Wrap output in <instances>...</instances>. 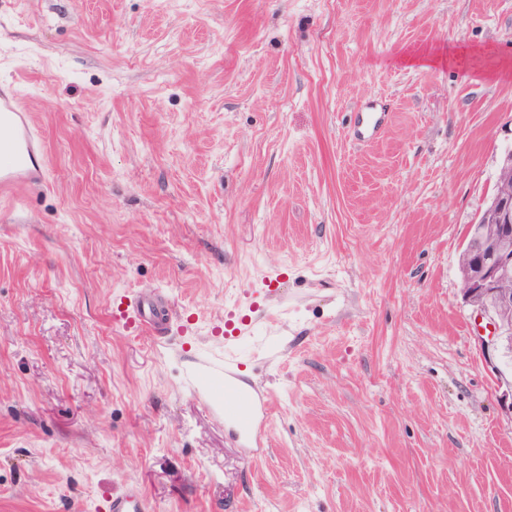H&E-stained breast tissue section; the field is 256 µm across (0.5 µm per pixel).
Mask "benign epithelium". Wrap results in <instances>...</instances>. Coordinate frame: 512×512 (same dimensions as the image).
Returning <instances> with one entry per match:
<instances>
[{
    "label": "benign epithelium",
    "mask_w": 512,
    "mask_h": 512,
    "mask_svg": "<svg viewBox=\"0 0 512 512\" xmlns=\"http://www.w3.org/2000/svg\"><path fill=\"white\" fill-rule=\"evenodd\" d=\"M466 261L459 267L462 297L493 327L478 334L491 369L512 348V182L500 181L477 223L469 226Z\"/></svg>",
    "instance_id": "7a95c632"
}]
</instances>
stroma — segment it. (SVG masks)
I'll list each match as a JSON object with an SVG mask.
<instances>
[{"label": "stroma", "instance_id": "stroma-1", "mask_svg": "<svg viewBox=\"0 0 512 512\" xmlns=\"http://www.w3.org/2000/svg\"><path fill=\"white\" fill-rule=\"evenodd\" d=\"M0 81L49 172L0 198V512H512V361L458 271L512 0H0ZM141 290L161 338L113 324ZM204 356L269 396L263 447ZM387 122L383 112H360L357 120L358 134L363 139H376ZM107 512H152L153 506L148 497L137 487H129L125 492L112 494L106 501Z\"/></svg>", "mask_w": 512, "mask_h": 512}]
</instances>
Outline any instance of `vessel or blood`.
<instances>
[{
  "mask_svg": "<svg viewBox=\"0 0 512 512\" xmlns=\"http://www.w3.org/2000/svg\"><path fill=\"white\" fill-rule=\"evenodd\" d=\"M381 112L358 115V134L364 139H376L386 126ZM44 138L38 134L29 112L22 106L14 86L0 85V193L15 196L25 190H38L46 184ZM124 328H141L153 335L167 332L170 322L168 306L159 300L149 301L141 295L130 297L118 316ZM201 372L189 375V383H197L205 374L223 380L225 389L238 390L239 399L225 407L224 414L245 435L253 434V401L250 393L239 390L233 366L223 359H205ZM107 512H153L148 497L136 487L112 495L105 504Z\"/></svg>",
  "mask_w": 512,
  "mask_h": 512,
  "instance_id": "vessel-or-blood-1",
  "label": "vessel or blood"
}]
</instances>
